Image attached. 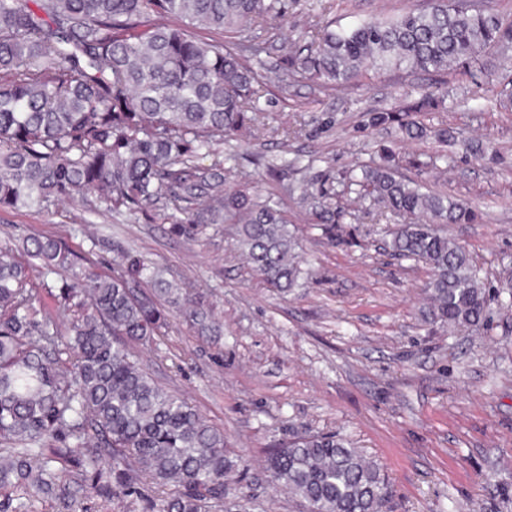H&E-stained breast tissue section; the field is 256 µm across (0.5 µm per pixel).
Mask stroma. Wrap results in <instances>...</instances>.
<instances>
[{
    "label": "stroma",
    "mask_w": 512,
    "mask_h": 512,
    "mask_svg": "<svg viewBox=\"0 0 512 512\" xmlns=\"http://www.w3.org/2000/svg\"><path fill=\"white\" fill-rule=\"evenodd\" d=\"M277 39L264 56L262 134L240 132L195 163L225 189L281 197L309 268L288 292L268 286L238 246V225L205 224L190 238L170 232L162 216L96 211L94 197L50 211L0 214V241L55 237L80 267L111 274L121 250L166 268L183 288L168 326L133 352L150 376L223 431L231 457L247 468L229 484L239 512H305L268 481L269 453L303 434L333 433L377 463L389 498L383 512H512V112L496 94L512 73V52L481 56L472 75L447 77V111L429 126L455 128L457 147L404 140L398 151L420 160L447 153L427 175L430 189L468 199L479 224H449L448 237L469 253L498 289L486 321L448 330L436 322L424 285L429 268L391 256L405 222L390 213L339 217L328 237L301 199L312 182L328 195L343 174L370 163L392 139L370 127L371 113L433 89L428 75L371 71L360 82L326 90L308 80L279 89L284 44L303 45L320 21L424 7V0H284ZM492 141L500 163L466 153L468 141ZM304 165L282 172L281 156ZM223 165H216L217 157ZM208 306L219 335H200L189 313ZM167 489L142 482L137 495L86 499L90 512H147Z\"/></svg>",
    "instance_id": "35a3bbf8"
}]
</instances>
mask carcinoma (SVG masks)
Returning a JSON list of instances; mask_svg holds the SVG:
<instances>
[{
    "label": "carcinoma",
    "mask_w": 512,
    "mask_h": 512,
    "mask_svg": "<svg viewBox=\"0 0 512 512\" xmlns=\"http://www.w3.org/2000/svg\"><path fill=\"white\" fill-rule=\"evenodd\" d=\"M281 12V0H0V210H46L91 193L109 212L170 207L184 237L201 224H239L253 267L271 287L292 288L301 268L281 199L226 192L193 165L213 141L264 126L263 110L249 105L264 52L256 32L274 29ZM200 28L234 40L204 41ZM307 37L283 56V93L297 76L333 89L371 68L465 69L490 48L512 47V18L470 0H430L389 19L317 25ZM445 95L439 87L374 112L369 125L446 145L452 128L417 120ZM378 157L343 177L347 190L410 218L391 251L429 267L435 320L479 324L489 311L479 271L438 229L472 224L477 210L403 175L392 147L380 145ZM202 183L203 201L193 194ZM306 196L319 201L321 223H333L323 195ZM24 253L29 260L0 245V490L20 486L83 512L70 472L104 499L138 493L147 475L174 487L153 512H224V489L241 461L227 455L224 433L156 385L129 349L168 325L161 297L181 289L135 257L121 256L124 271L110 277L87 271L53 238L31 239ZM266 471L316 512L382 507L380 468L333 434L273 450Z\"/></svg>",
    "instance_id": "1"
}]
</instances>
